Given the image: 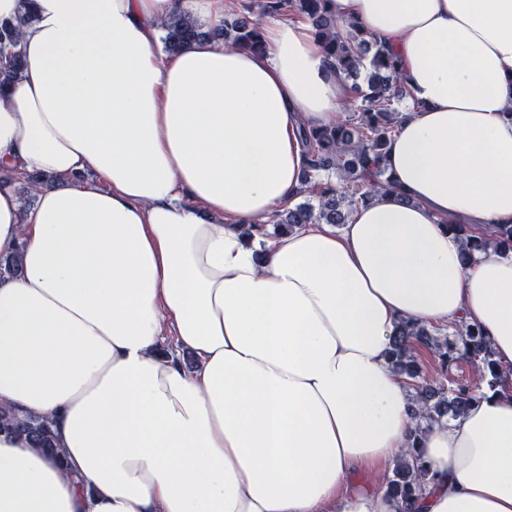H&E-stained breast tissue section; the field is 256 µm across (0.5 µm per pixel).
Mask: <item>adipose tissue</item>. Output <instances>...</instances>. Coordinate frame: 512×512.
Instances as JSON below:
<instances>
[{
	"instance_id": "adipose-tissue-1",
	"label": "adipose tissue",
	"mask_w": 512,
	"mask_h": 512,
	"mask_svg": "<svg viewBox=\"0 0 512 512\" xmlns=\"http://www.w3.org/2000/svg\"><path fill=\"white\" fill-rule=\"evenodd\" d=\"M24 68L0 87V404L51 422L59 458L0 432V512H512V394L416 433L387 361L402 322L480 328L512 372V252L449 226L512 222V0H329L399 59L394 180L342 229L246 240L303 188L302 129L349 95L303 21L264 53L197 40L225 0H0ZM191 355L193 366L183 357ZM419 456L406 501L348 483Z\"/></svg>"
}]
</instances>
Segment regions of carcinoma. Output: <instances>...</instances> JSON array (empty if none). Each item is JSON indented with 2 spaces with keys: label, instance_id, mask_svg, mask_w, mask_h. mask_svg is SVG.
Returning a JSON list of instances; mask_svg holds the SVG:
<instances>
[{
  "label": "carcinoma",
  "instance_id": "carcinoma-1",
  "mask_svg": "<svg viewBox=\"0 0 512 512\" xmlns=\"http://www.w3.org/2000/svg\"><path fill=\"white\" fill-rule=\"evenodd\" d=\"M326 3L327 0H242V12L232 13L221 28L208 29L188 12H176L161 24L164 47L171 54L199 38L221 39L232 48L262 52L265 43L261 23L253 20L254 15L304 19L312 25L325 55L335 60L340 72L351 80L350 95L344 104L347 116L303 131L306 154L301 177L312 200L277 209L270 219L271 232L265 223L251 225L250 229L260 236L291 232L307 224L341 226L347 219L342 204L352 210L376 193L392 188L384 161L386 146L395 131L396 104L408 95L402 85V68L358 21L340 24ZM22 70L20 26L0 21V86L17 80ZM363 71L368 75L361 81ZM56 180L55 176L40 173L25 175L22 192L31 194L34 187ZM451 229L464 240L467 257L489 248L512 250V223L494 224L481 236L471 234L466 224H453ZM21 268L18 253L0 258V276H14ZM448 330L447 335H435L425 326L406 322L394 336L388 355L392 368L413 381L422 403L420 417L429 421L460 415L477 401L473 387L448 380V367L462 356L481 367V378L489 388L504 384L494 353L478 327L453 325ZM417 344L428 348L438 360L443 377L440 385L417 383L421 374L413 353ZM2 429L27 437L34 447L51 456L58 455L47 420L21 415L8 405H0ZM429 481L430 469L425 462L415 456L402 458L386 477V494L415 498Z\"/></svg>",
  "mask_w": 512,
  "mask_h": 512
}]
</instances>
